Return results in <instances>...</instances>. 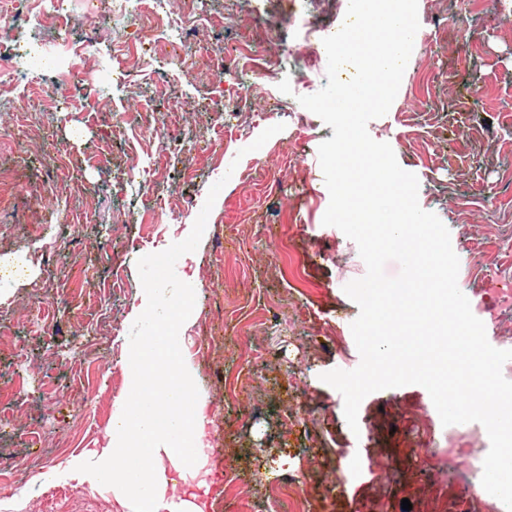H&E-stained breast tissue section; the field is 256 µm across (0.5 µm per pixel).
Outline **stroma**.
Here are the masks:
<instances>
[{"instance_id":"stroma-1","label":"stroma","mask_w":512,"mask_h":512,"mask_svg":"<svg viewBox=\"0 0 512 512\" xmlns=\"http://www.w3.org/2000/svg\"><path fill=\"white\" fill-rule=\"evenodd\" d=\"M102 2L62 0L74 49L58 67L30 62L72 93L104 90L99 111L0 108V279L20 281L0 298V461L11 465L0 512H125L63 471L103 445L146 334L130 315L142 289L178 287L180 266L161 275L154 262L185 251L198 315L181 351L192 396L214 417L204 440L224 451L205 512H402L405 498L411 512H492L485 489L459 496L469 472L440 454L448 429L423 386L369 394L354 432L320 379L360 362L359 308L343 287L366 273L356 244L322 223L330 196L316 156L334 131L293 119L326 69L303 87L255 83L252 68L325 57L291 19L339 26L347 0H170L184 70L161 50L164 23ZM494 2L418 0L426 22L408 74L368 124L449 229L458 286L475 303L512 271V0L502 12ZM116 34L131 46L119 57ZM227 42L240 65L215 72L208 57ZM144 113L181 130L182 144L141 128ZM49 224L61 232L45 235ZM425 450L436 456L424 473ZM293 479L302 496L286 495Z\"/></svg>"}]
</instances>
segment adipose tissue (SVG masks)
<instances>
[{"mask_svg": "<svg viewBox=\"0 0 512 512\" xmlns=\"http://www.w3.org/2000/svg\"><path fill=\"white\" fill-rule=\"evenodd\" d=\"M168 303H159L160 294ZM196 282L160 291L143 289L132 321L153 331L151 343L133 352L134 403L117 404L104 447L74 460L67 473L93 487L112 490L118 503L135 492L136 512H204L198 492L208 491L209 456L200 441L210 423L205 403H187L193 373L179 344L196 316ZM189 488L178 495L167 473Z\"/></svg>", "mask_w": 512, "mask_h": 512, "instance_id": "adipose-tissue-1", "label": "adipose tissue"}]
</instances>
